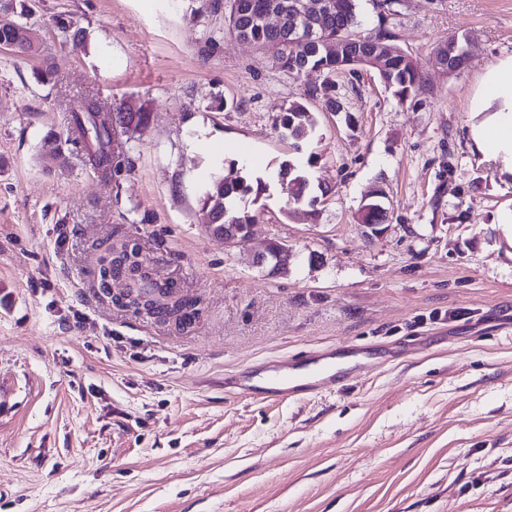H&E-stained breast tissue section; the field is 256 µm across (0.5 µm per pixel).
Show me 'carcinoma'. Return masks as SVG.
Returning <instances> with one entry per match:
<instances>
[{
    "instance_id": "carcinoma-1",
    "label": "carcinoma",
    "mask_w": 512,
    "mask_h": 512,
    "mask_svg": "<svg viewBox=\"0 0 512 512\" xmlns=\"http://www.w3.org/2000/svg\"><path fill=\"white\" fill-rule=\"evenodd\" d=\"M402 2L373 0L377 24L365 33L359 31L358 0H227L224 3L229 8L230 33L267 52L275 67L296 79L313 70L324 76L320 85L306 89L299 99L282 105L274 116L275 130L288 138L293 150H302L316 125L308 99L321 96L331 111L343 109L336 97V76L345 72L354 75L359 64L353 54L359 46L395 39L391 20L399 14ZM338 41L344 46L339 57L331 48ZM0 46L30 54L36 51V34L6 11L0 14ZM378 78L400 104L425 91L422 66L400 48L388 59ZM115 111L125 125L137 128L145 125L146 113L127 102H120ZM101 112L98 102L89 100L88 112L74 115L67 140L76 144L93 141L95 149L87 152L88 161L94 168L106 171L112 164L113 128L100 118ZM316 162L317 156L311 153L304 162L282 161L278 171V177L288 179L294 203H307L312 207V216L316 215L313 207L318 197L311 195L306 168ZM268 189L264 179L243 173L231 161L205 194L202 209L206 211L208 223L221 229L229 222L252 224L256 221L254 206Z\"/></svg>"
}]
</instances>
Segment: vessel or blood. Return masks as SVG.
<instances>
[{"mask_svg": "<svg viewBox=\"0 0 512 512\" xmlns=\"http://www.w3.org/2000/svg\"><path fill=\"white\" fill-rule=\"evenodd\" d=\"M345 376L336 365L335 352L312 353L300 366H280L257 372L250 369L236 374L232 385L238 395L251 401H275L296 395H315L335 386Z\"/></svg>", "mask_w": 512, "mask_h": 512, "instance_id": "1", "label": "vessel or blood"}]
</instances>
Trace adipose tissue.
<instances>
[{
	"mask_svg": "<svg viewBox=\"0 0 512 512\" xmlns=\"http://www.w3.org/2000/svg\"><path fill=\"white\" fill-rule=\"evenodd\" d=\"M469 111L473 147L493 158L501 181L512 182V55L483 70Z\"/></svg>",
	"mask_w": 512,
	"mask_h": 512,
	"instance_id": "1",
	"label": "adipose tissue"
}]
</instances>
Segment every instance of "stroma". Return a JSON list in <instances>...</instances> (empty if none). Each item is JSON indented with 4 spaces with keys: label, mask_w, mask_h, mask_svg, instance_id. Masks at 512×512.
Instances as JSON below:
<instances>
[{
    "label": "stroma",
    "mask_w": 512,
    "mask_h": 512,
    "mask_svg": "<svg viewBox=\"0 0 512 512\" xmlns=\"http://www.w3.org/2000/svg\"><path fill=\"white\" fill-rule=\"evenodd\" d=\"M213 0H14L40 51L0 48V512H512V184L471 146L469 98L512 54V0H403L396 43L428 89L401 105L374 71L310 102L317 219L276 171L295 80L237 40ZM64 19L69 33L60 32ZM472 44L458 75L438 42ZM55 74L40 83L42 69ZM143 107L108 173L43 155L85 99ZM269 191L229 247L201 199L239 153ZM386 194L389 228L356 216ZM288 244L287 273L253 253ZM139 245L194 304L188 328L117 307L112 245ZM352 344L361 375L311 398L234 395L242 367Z\"/></svg>",
    "instance_id": "obj_1"
}]
</instances>
